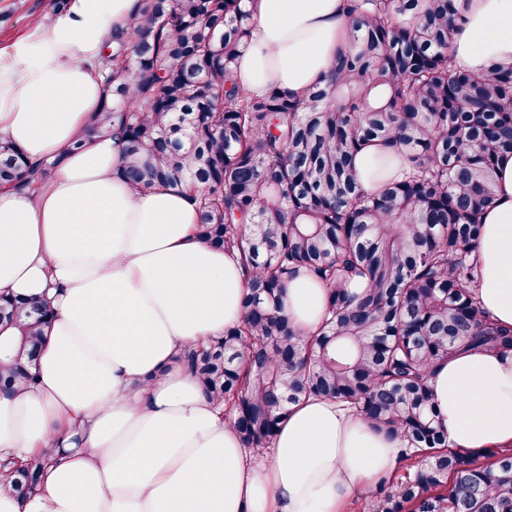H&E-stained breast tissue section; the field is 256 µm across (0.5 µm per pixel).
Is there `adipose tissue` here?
<instances>
[{"mask_svg": "<svg viewBox=\"0 0 512 512\" xmlns=\"http://www.w3.org/2000/svg\"><path fill=\"white\" fill-rule=\"evenodd\" d=\"M137 0H66L0 47V137L34 163L59 160L28 191L0 185V293L53 310L38 383L0 391V512H340L398 464L399 444L337 404L290 407L269 452L247 449L224 408L175 361L239 323L236 258L195 234L189 192L120 178L121 145L82 141L106 93L107 38L132 33ZM254 26L238 79L303 95L350 26L345 0H249ZM477 69L512 62V0H468L451 47ZM482 216L479 297L512 326V155ZM326 290L289 278L293 328L317 329ZM450 447H512V350H459L429 379ZM46 461L38 491L12 490L6 462Z\"/></svg>", "mask_w": 512, "mask_h": 512, "instance_id": "obj_1", "label": "adipose tissue"}]
</instances>
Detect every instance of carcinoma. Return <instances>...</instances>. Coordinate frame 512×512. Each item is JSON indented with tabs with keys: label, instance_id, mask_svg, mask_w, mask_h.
Returning a JSON list of instances; mask_svg holds the SVG:
<instances>
[{
	"label": "carcinoma",
	"instance_id": "cac0c4a2",
	"mask_svg": "<svg viewBox=\"0 0 512 512\" xmlns=\"http://www.w3.org/2000/svg\"><path fill=\"white\" fill-rule=\"evenodd\" d=\"M465 0H346L347 41L302 97L257 96L236 78L251 39L245 0H139L135 39L112 34L100 69L107 99L86 135L123 142L134 186H185L196 233L237 255L243 318L176 360L224 405L250 449L272 446L288 406L335 401L401 447L405 472L363 494L365 512H512V453L448 444L428 379L459 347L512 348L477 294L480 215L495 168L512 154V63H453ZM393 146L401 175L375 193L355 155ZM0 139V181L52 176ZM305 269L327 288L323 319L302 335L283 310ZM46 312L0 297V386L31 387ZM43 460L17 470L36 487Z\"/></svg>",
	"mask_w": 512,
	"mask_h": 512
}]
</instances>
